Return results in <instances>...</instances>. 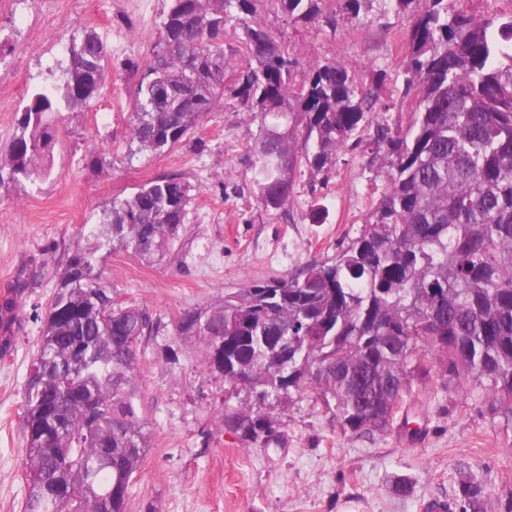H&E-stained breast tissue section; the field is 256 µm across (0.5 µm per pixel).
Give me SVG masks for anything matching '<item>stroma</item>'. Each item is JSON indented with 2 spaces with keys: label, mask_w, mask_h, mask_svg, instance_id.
<instances>
[{
  "label": "stroma",
  "mask_w": 512,
  "mask_h": 512,
  "mask_svg": "<svg viewBox=\"0 0 512 512\" xmlns=\"http://www.w3.org/2000/svg\"><path fill=\"white\" fill-rule=\"evenodd\" d=\"M168 7L169 0H6L0 6V147L15 133L28 90L59 77L73 39L95 31L108 51L96 97L63 115L50 178L33 190L0 189V289L20 271L29 275L12 346L0 358V512H22L29 493L22 391L64 253L86 245L79 228L98 224L113 199L173 173L194 191L186 232L171 255L148 263L116 251L102 263L115 302L147 307L160 322L135 368L149 447L130 512H421L429 498L454 496L463 472L490 494V512H512V420L492 407L478 382L464 387L440 370L412 381L399 409L422 428L414 445L397 421L382 432H343L315 396L295 393L274 414L277 441L260 448L215 425L224 387L200 369L197 344H183L177 363L163 359L183 311L334 255L365 224L383 185L369 152L346 150L325 174L298 175L293 221L257 202L246 157L259 124L248 120L233 91L249 64L233 22L224 33L220 104L181 143L156 153L139 150L129 137L133 93L153 60ZM259 19L286 41L296 82L319 62L347 64L364 88L374 69H386L394 106L384 119L393 127L408 124L413 102L404 94L402 68L411 13L381 20L340 15L332 28L294 26L278 0H262ZM54 37L62 50L51 45ZM93 146L105 153L104 165L90 163ZM400 483L405 493L397 492Z\"/></svg>",
  "instance_id": "obj_1"
}]
</instances>
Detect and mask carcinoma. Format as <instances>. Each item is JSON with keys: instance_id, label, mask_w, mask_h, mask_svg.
I'll return each instance as SVG.
<instances>
[{"instance_id": "cac0c4a2", "label": "carcinoma", "mask_w": 512, "mask_h": 512, "mask_svg": "<svg viewBox=\"0 0 512 512\" xmlns=\"http://www.w3.org/2000/svg\"><path fill=\"white\" fill-rule=\"evenodd\" d=\"M333 1L354 17L417 12L406 129L380 120L390 109L384 70L363 89L346 64L317 63L295 84L284 40L256 20L260 0H170L160 50L135 89L129 133L139 149L181 142L218 105L224 25L234 20L250 60L236 95L260 118L249 154L257 201L294 220L301 169L316 177L361 146L384 181L371 218L335 255L184 311L174 339L202 347L203 370L228 385L217 422L248 444L274 441L271 409L293 391L315 394L346 432L384 431L408 380L430 374V357L459 382L484 384L512 417V11L478 18L469 0L451 9L448 0H280L292 24L331 27ZM106 64L87 31L62 80L31 90L0 150V188L24 190L50 174L58 118L89 104ZM193 190L163 175L112 201L90 231L97 245L74 251L58 274L20 414L23 512H128L147 449L134 370L160 322L144 306L112 305L98 252L164 256L185 232ZM25 289L20 276L0 298V325L17 320ZM242 389L261 408L231 404ZM459 491L471 512H488L464 477Z\"/></svg>"}]
</instances>
